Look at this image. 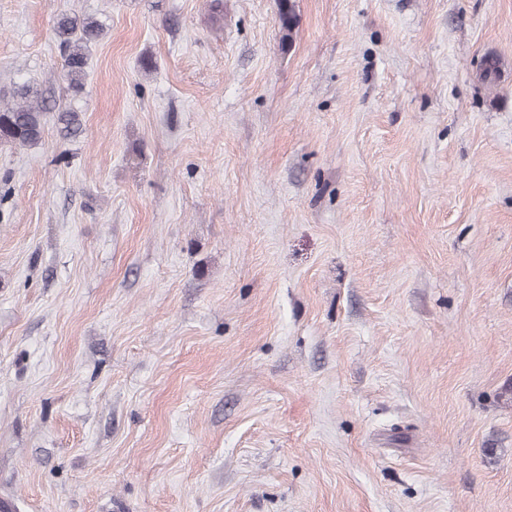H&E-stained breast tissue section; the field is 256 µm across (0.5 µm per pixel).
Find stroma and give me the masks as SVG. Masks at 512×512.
Here are the masks:
<instances>
[{
	"label": "stroma",
	"mask_w": 512,
	"mask_h": 512,
	"mask_svg": "<svg viewBox=\"0 0 512 512\" xmlns=\"http://www.w3.org/2000/svg\"><path fill=\"white\" fill-rule=\"evenodd\" d=\"M0 0L19 512H512V0ZM500 75L482 78L486 56ZM279 25L282 32L281 41L286 46L292 41L293 33L298 25V16L292 0L279 1ZM54 30L61 52L59 76L67 93L76 98L85 90L90 44L103 34L104 27L93 17L62 14L56 18ZM16 102L0 104V143L34 146L41 142L48 107L39 90L29 85L19 86Z\"/></svg>",
	"instance_id": "35a3bbf8"
}]
</instances>
